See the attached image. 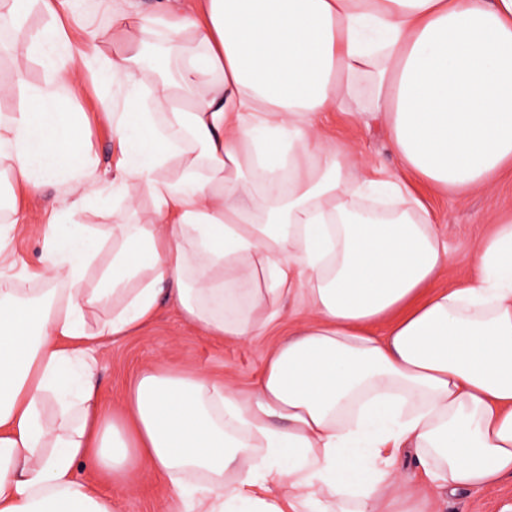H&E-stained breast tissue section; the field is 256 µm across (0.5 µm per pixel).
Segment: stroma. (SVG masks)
I'll return each instance as SVG.
<instances>
[{
  "mask_svg": "<svg viewBox=\"0 0 512 512\" xmlns=\"http://www.w3.org/2000/svg\"><path fill=\"white\" fill-rule=\"evenodd\" d=\"M324 133L367 157L376 169L395 170L396 161L387 148L379 124L367 127L349 113L335 112L329 115ZM414 190L429 207L433 220L443 229L448 248L456 258L445 277L446 282H464L469 276L478 243L493 229V217L512 210V178H504L502 185L494 190L479 189L459 197L439 195L421 182L415 183ZM63 204V189L56 183L45 185L34 200L17 188L0 189V205L16 207L24 219L14 238L19 264L37 266L43 242L35 225L43 212ZM274 342L270 333L246 344L231 339L218 341L187 323L168 303H160L146 330L98 349L101 405L120 410L132 380L148 365L183 373L201 372L235 387L248 386L259 376ZM435 509L436 512H512V478L495 486L444 496L436 501ZM120 510L176 512L175 495L167 482L156 479L122 498Z\"/></svg>",
  "mask_w": 512,
  "mask_h": 512,
  "instance_id": "obj_1",
  "label": "stroma"
}]
</instances>
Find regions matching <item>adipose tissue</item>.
I'll use <instances>...</instances> for the list:
<instances>
[{"instance_id": "1", "label": "adipose tissue", "mask_w": 512, "mask_h": 512, "mask_svg": "<svg viewBox=\"0 0 512 512\" xmlns=\"http://www.w3.org/2000/svg\"><path fill=\"white\" fill-rule=\"evenodd\" d=\"M109 2L113 50L76 54L66 23L98 0H0L45 72L0 81L23 95L0 113V175L67 194L36 267L14 273L0 225V512H120L151 478L183 512H434L398 481L405 448L452 493L512 477V216L443 288L454 256L411 187L457 196L512 171V0ZM120 76L104 181L73 90ZM331 112L382 124L397 171L366 175L323 134ZM94 193L125 200L111 238L75 221ZM163 297L219 339L297 323L247 388L148 368L101 408L97 347Z\"/></svg>"}]
</instances>
